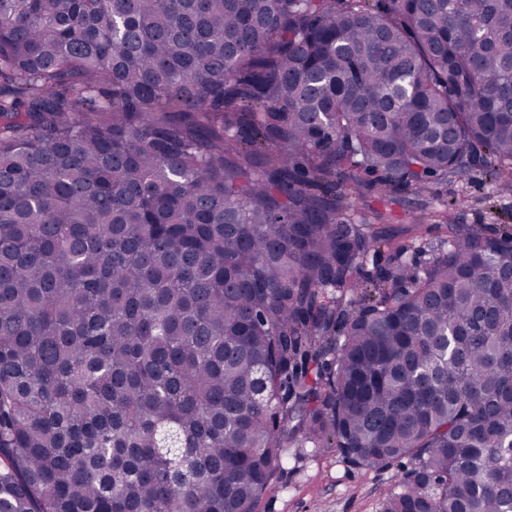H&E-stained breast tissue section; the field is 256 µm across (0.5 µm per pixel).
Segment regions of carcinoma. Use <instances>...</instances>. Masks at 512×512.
Listing matches in <instances>:
<instances>
[{"label":"carcinoma","mask_w":512,"mask_h":512,"mask_svg":"<svg viewBox=\"0 0 512 512\" xmlns=\"http://www.w3.org/2000/svg\"><path fill=\"white\" fill-rule=\"evenodd\" d=\"M473 169L512 0H0V512H258L307 447L512 512V237L345 193Z\"/></svg>","instance_id":"1"}]
</instances>
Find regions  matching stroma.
I'll return each mask as SVG.
<instances>
[{
	"instance_id": "obj_1",
	"label": "stroma",
	"mask_w": 512,
	"mask_h": 512,
	"mask_svg": "<svg viewBox=\"0 0 512 512\" xmlns=\"http://www.w3.org/2000/svg\"><path fill=\"white\" fill-rule=\"evenodd\" d=\"M429 196L455 201L450 223L464 229L478 227L488 235L512 234V189H496L482 172H468L445 183H433ZM356 209L387 214V227L398 241L436 242L440 231L431 224L413 223L421 215V198L374 195L355 198ZM409 460L374 468L348 463L333 448H294L277 481L278 488L264 497L260 512H380L384 498L410 470Z\"/></svg>"
}]
</instances>
